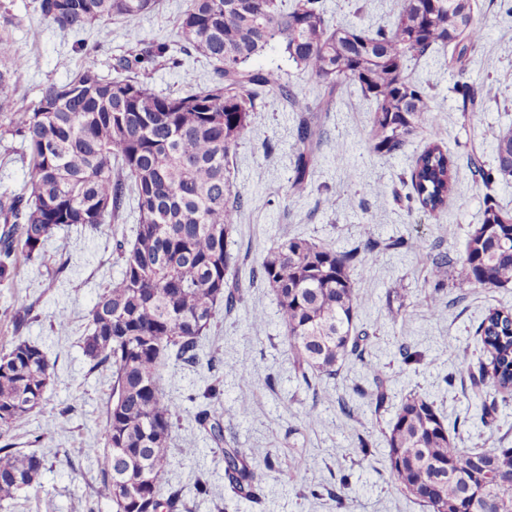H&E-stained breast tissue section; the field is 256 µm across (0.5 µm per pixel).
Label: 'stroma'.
I'll return each instance as SVG.
<instances>
[{
    "mask_svg": "<svg viewBox=\"0 0 512 512\" xmlns=\"http://www.w3.org/2000/svg\"><path fill=\"white\" fill-rule=\"evenodd\" d=\"M399 0H320L334 23L373 27L389 20ZM187 0H163L146 15L136 37L117 22L106 21L87 30L94 42L90 52L75 51V34L41 20L32 0H0V30L8 32L0 45V65L12 57L25 60L16 71L14 89L24 102L36 100L40 88L62 83L78 70L113 75L116 59L133 43L149 47L175 40L177 20ZM473 21L483 37L469 52L464 72L451 64V48L435 49L411 62L410 77L430 95V115L447 144L457 171L447 209L436 216L424 212L411 189L410 172L426 144L414 136L404 152L382 155L372 149L369 106L357 89L336 99L322 126V142L310 170V188L291 194L298 153L299 113L278 93H270L257 112L249 135L229 157L230 180L244 204L234 233L240 253L238 278L243 299L231 312L220 314L209 338L220 350L215 372L224 390L211 405L212 416L224 429V444L206 437L195 422L186 396L201 386L208 372L200 367L171 366L163 372V387L179 405L181 420L174 428L170 467L173 486L189 489L196 470L206 472L212 493L189 498L191 512H428L393 485L381 434L403 397L415 391L433 400L444 413L459 447H512V398L498 403L491 424H482L469 407L470 370L462 355L480 358L476 329L489 310L512 309V287L460 288L451 268H444L445 305L441 316L430 311L431 259L439 253L460 257L470 231L481 221L484 188L474 183L469 165L496 166L497 135L512 128V0H472ZM254 67L277 68L294 92L315 99L314 79L288 61L278 45L252 61ZM212 68L196 53L183 56L181 67L159 62L146 80L160 94L178 95L206 85ZM467 82L476 94L480 123L470 122L467 106L455 86ZM28 181V160L19 139L0 138V194L21 191ZM333 207H325V199ZM131 214L114 221L111 230L90 236L76 228L59 230L46 247L42 266L20 268L11 285L0 284V311L30 308L31 321L23 337L38 342L56 359V378L42 408L17 422L16 447L45 459L39 485L0 499V512H87L100 465L84 448L100 439L112 384L105 371L91 370L79 346L86 316L97 294L116 279L121 266L113 237L130 234ZM302 236L343 252L378 241L373 260L356 278L362 298L357 326L368 335L365 361L343 362L336 378L307 385L288 358L274 294L265 283L250 282L252 268L281 237ZM70 318L67 332L52 325L55 312ZM261 314L260 332L249 329L253 314ZM420 351V363L403 364L400 345ZM380 366L389 401L378 414L366 413L362 390L370 376L366 363ZM249 372L254 389L248 401L238 398L241 372ZM354 414L346 416L342 408ZM370 441V461L362 463L359 438ZM254 449L258 458L276 466L257 487L253 499L236 497L224 476L223 447ZM194 448L195 459L182 449ZM348 488H341L342 476Z\"/></svg>",
    "mask_w": 512,
    "mask_h": 512,
    "instance_id": "stroma-1",
    "label": "stroma"
}]
</instances>
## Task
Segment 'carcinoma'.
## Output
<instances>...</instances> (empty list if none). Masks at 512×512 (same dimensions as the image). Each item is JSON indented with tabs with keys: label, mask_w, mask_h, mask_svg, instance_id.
Instances as JSON below:
<instances>
[{
	"label": "carcinoma",
	"mask_w": 512,
	"mask_h": 512,
	"mask_svg": "<svg viewBox=\"0 0 512 512\" xmlns=\"http://www.w3.org/2000/svg\"><path fill=\"white\" fill-rule=\"evenodd\" d=\"M319 0H188L178 18V52L195 51L213 65L202 89L160 95L140 74L162 59L174 66L168 42L134 48L117 59L115 77L79 70L63 83H48L38 99L20 104L11 90L13 71L0 68V135L20 139L29 156L28 192L0 198V282L20 263L44 260L62 227L93 234L136 203L134 236L116 241L118 279L97 294L80 347L91 369L111 373L103 419V447L82 452L101 458L96 499L112 512H190L183 490L168 481L174 401L162 387L169 366L222 362L202 340L220 311L235 309L241 284L230 277L239 256L230 249L243 209L233 194L227 164L251 131L262 93L276 91L303 112L292 193L309 189V170L321 144L322 113L332 111L347 84L373 104L374 151L397 155L421 130L428 143L411 171L421 208L439 214L454 191L456 170L440 133L427 129L429 96L407 74L408 63L454 41L455 22L466 20L457 60L481 37L468 0H400L393 20L374 31L333 26ZM158 0H33V10L63 31L81 33L117 20L136 36L138 23ZM316 79L315 102L294 94L275 69L247 63L273 44ZM496 172L470 161L475 181L490 188L512 176V129L496 138ZM361 259L312 239L283 237L263 257L257 274L273 291L288 352L303 377L336 376L353 356L370 372L371 403L380 409L387 386L378 365L365 361L366 337L357 332L361 299L353 274ZM432 275L453 267L460 288L512 286V213L486 196L482 222L463 257L432 258ZM27 313H7L15 337L0 352V498L40 483L45 460L13 447L11 432L42 407L56 375L55 363L37 343L17 336ZM477 335L486 360L471 374L470 401L482 416L495 410V395L512 396V310L494 309ZM195 420L218 443L219 420L206 409ZM392 482L430 512H512V448H460L444 416L426 396L402 399L383 431ZM224 473L240 498L252 495L274 471L243 448L223 450Z\"/></svg>",
	"instance_id": "carcinoma-1"
}]
</instances>
